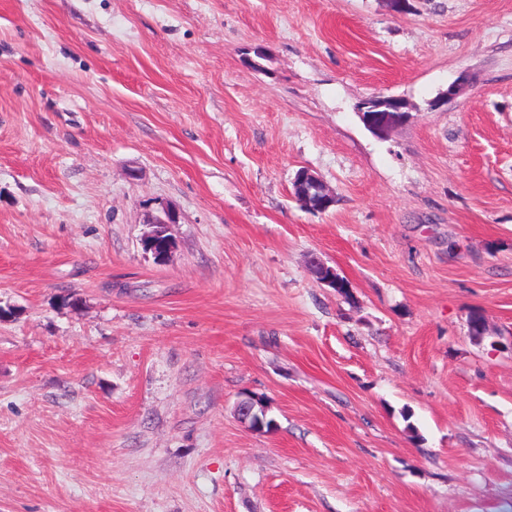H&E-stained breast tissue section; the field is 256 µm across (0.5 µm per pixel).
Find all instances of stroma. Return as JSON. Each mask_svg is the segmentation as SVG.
<instances>
[{
  "mask_svg": "<svg viewBox=\"0 0 512 512\" xmlns=\"http://www.w3.org/2000/svg\"><path fill=\"white\" fill-rule=\"evenodd\" d=\"M409 3L0 0V512H512V0ZM404 108L396 97L374 96L359 102L356 109L367 129L383 135L404 122L407 117ZM293 197L301 207L315 212H324L336 202L321 179L305 169L298 171L293 180ZM176 223V217L172 213H167L165 219H157L152 224H158L156 230L145 240L146 247L158 258H164L173 248L172 239L166 234L165 224ZM159 246V250L156 247ZM314 272L316 277L321 283L326 284L330 288H336L340 291L347 299L352 297L348 282L344 280L336 270L331 267L325 266L323 263L316 262L314 265ZM344 287V288H342ZM342 289L344 291H342ZM349 295V297H347Z\"/></svg>",
  "mask_w": 512,
  "mask_h": 512,
  "instance_id": "obj_1",
  "label": "stroma"
}]
</instances>
